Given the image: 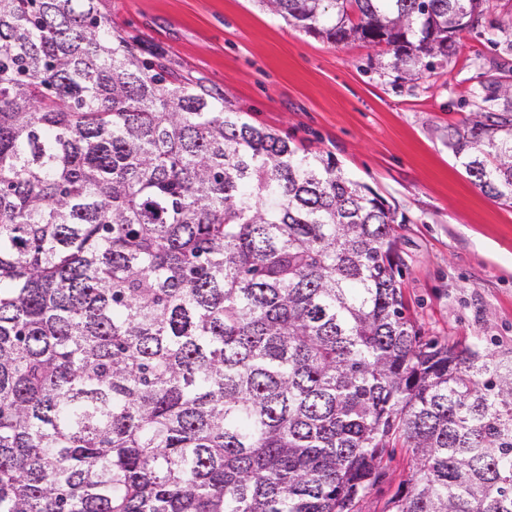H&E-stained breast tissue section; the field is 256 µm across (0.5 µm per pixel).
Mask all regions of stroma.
I'll return each mask as SVG.
<instances>
[{
	"label": "stroma",
	"mask_w": 512,
	"mask_h": 512,
	"mask_svg": "<svg viewBox=\"0 0 512 512\" xmlns=\"http://www.w3.org/2000/svg\"><path fill=\"white\" fill-rule=\"evenodd\" d=\"M113 27L163 45L185 70L223 89L254 125L332 155L382 194L401 222V288L424 336L480 337L512 351V203L485 195L446 137L475 109L474 90L504 54L501 32L465 31L434 72L405 82L383 47L334 44L268 11L262 0H105ZM389 449L358 512H384L412 471Z\"/></svg>",
	"instance_id": "obj_1"
}]
</instances>
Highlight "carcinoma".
<instances>
[{"mask_svg":"<svg viewBox=\"0 0 512 512\" xmlns=\"http://www.w3.org/2000/svg\"><path fill=\"white\" fill-rule=\"evenodd\" d=\"M104 0H0V512H512V354L406 315L395 212ZM488 0H263L413 81ZM448 147L512 201V67ZM412 458L406 448H388L381 468V477L359 502L358 512H383L386 502L405 483L412 471Z\"/></svg>","mask_w":512,"mask_h":512,"instance_id":"cac0c4a2","label":"carcinoma"}]
</instances>
